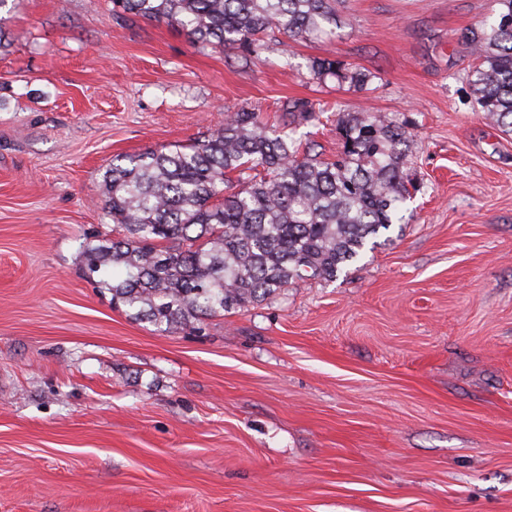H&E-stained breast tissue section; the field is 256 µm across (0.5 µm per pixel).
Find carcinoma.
Wrapping results in <instances>:
<instances>
[{
	"mask_svg": "<svg viewBox=\"0 0 512 512\" xmlns=\"http://www.w3.org/2000/svg\"><path fill=\"white\" fill-rule=\"evenodd\" d=\"M461 40L477 64L467 82L481 111L512 132V0ZM122 12L179 27L194 44L249 54L274 28L292 39L330 34L336 0H113ZM318 79L361 89L372 74L315 58ZM322 110L297 99L280 124L241 109L204 140L175 151L112 159L103 176L116 235H94L81 255L88 276L134 318L167 330L246 308L309 273L336 278L369 238L403 221L416 188L406 173L412 132L377 113L336 119L333 161L301 149L297 127ZM237 175L239 189L224 193Z\"/></svg>",
	"mask_w": 512,
	"mask_h": 512,
	"instance_id": "cac0c4a2",
	"label": "carcinoma"
}]
</instances>
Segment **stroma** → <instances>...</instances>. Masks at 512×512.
<instances>
[{"label":"stroma","mask_w":512,"mask_h":512,"mask_svg":"<svg viewBox=\"0 0 512 512\" xmlns=\"http://www.w3.org/2000/svg\"><path fill=\"white\" fill-rule=\"evenodd\" d=\"M492 0H338L336 33L214 51L112 0L0 7V512H512V133L466 81ZM338 59L364 89L308 68ZM411 127L420 190L335 280L157 330L84 276L119 154L239 109Z\"/></svg>","instance_id":"stroma-1"}]
</instances>
